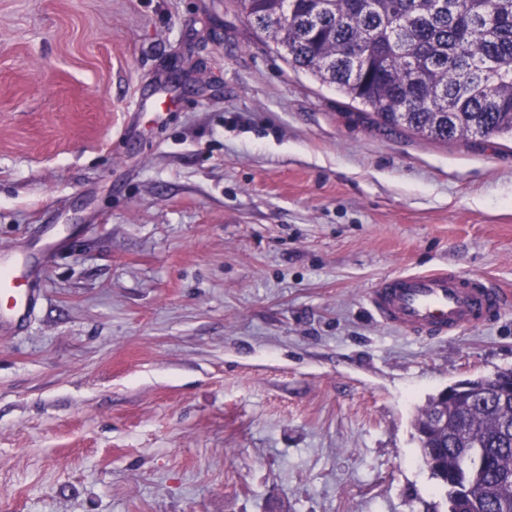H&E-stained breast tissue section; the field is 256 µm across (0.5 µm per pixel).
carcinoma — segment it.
<instances>
[{
    "label": "carcinoma",
    "instance_id": "cac0c4a2",
    "mask_svg": "<svg viewBox=\"0 0 512 512\" xmlns=\"http://www.w3.org/2000/svg\"><path fill=\"white\" fill-rule=\"evenodd\" d=\"M294 67L363 113L423 137H512V0H241ZM497 378L452 439H419L431 477L462 488L448 512H512V391Z\"/></svg>",
    "mask_w": 512,
    "mask_h": 512
}]
</instances>
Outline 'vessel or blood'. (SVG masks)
Segmentation results:
<instances>
[{
    "label": "vessel or blood",
    "instance_id": "b4317fda",
    "mask_svg": "<svg viewBox=\"0 0 512 512\" xmlns=\"http://www.w3.org/2000/svg\"><path fill=\"white\" fill-rule=\"evenodd\" d=\"M37 264L31 255L0 253V330L23 327L35 310ZM368 304L383 324L426 339L491 320L501 313L505 296L480 277L436 268L385 277Z\"/></svg>",
    "mask_w": 512,
    "mask_h": 512
}]
</instances>
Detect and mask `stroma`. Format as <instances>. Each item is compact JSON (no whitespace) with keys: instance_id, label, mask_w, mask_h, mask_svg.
Returning a JSON list of instances; mask_svg holds the SVG:
<instances>
[{"instance_id":"1","label":"stroma","mask_w":512,"mask_h":512,"mask_svg":"<svg viewBox=\"0 0 512 512\" xmlns=\"http://www.w3.org/2000/svg\"><path fill=\"white\" fill-rule=\"evenodd\" d=\"M0 512H448L415 419L512 369V302L433 340L382 277L512 293V138L367 122L239 0H0ZM46 258L44 253L37 257L0 253V330L20 329L35 310L39 302L34 288L37 264Z\"/></svg>"}]
</instances>
